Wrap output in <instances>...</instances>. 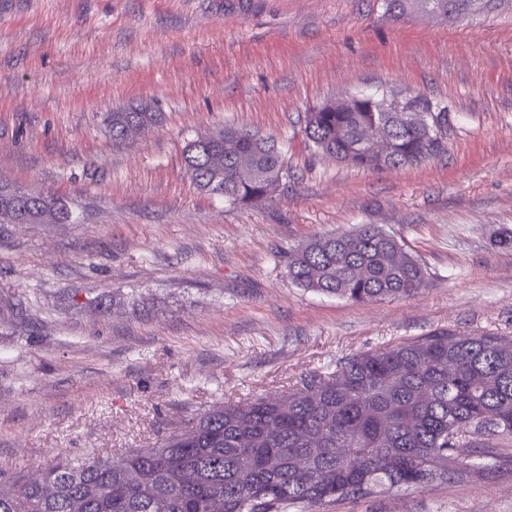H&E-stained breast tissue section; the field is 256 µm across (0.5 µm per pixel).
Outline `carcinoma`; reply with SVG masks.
<instances>
[{"label": "carcinoma", "mask_w": 512, "mask_h": 512, "mask_svg": "<svg viewBox=\"0 0 512 512\" xmlns=\"http://www.w3.org/2000/svg\"><path fill=\"white\" fill-rule=\"evenodd\" d=\"M402 17L448 18V0H384ZM432 130L391 112L382 97L351 96L307 113L313 146L364 169L414 165L445 151L446 108L428 99ZM144 107L109 112L112 138L158 122ZM185 165L194 184L239 207L272 198L288 176L275 142L226 125L191 139ZM70 223L68 202L0 182V223ZM299 287L367 303L418 293L426 273L394 236L364 224L312 239L288 255ZM453 369H448V366ZM512 437V336L440 330L346 358L289 393L214 407L151 448L114 459H60L0 480V512H321L458 477L486 479L465 463L470 437ZM305 468L293 466L297 459ZM52 492H46V486Z\"/></svg>", "instance_id": "cac0c4a2"}]
</instances>
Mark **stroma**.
Instances as JSON below:
<instances>
[{
    "label": "stroma",
    "instance_id": "stroma-1",
    "mask_svg": "<svg viewBox=\"0 0 512 512\" xmlns=\"http://www.w3.org/2000/svg\"><path fill=\"white\" fill-rule=\"evenodd\" d=\"M448 109L445 153L363 169L315 152L306 114L348 95ZM162 121L116 140L106 113ZM274 139L272 201L199 190L188 140ZM72 224H0V479L59 453L147 448L214 405L278 394L346 356L445 329L512 336V0L449 21L383 0H0V181ZM374 224L427 271L366 304L293 284L288 252ZM455 479L326 512H512V439Z\"/></svg>",
    "mask_w": 512,
    "mask_h": 512
}]
</instances>
